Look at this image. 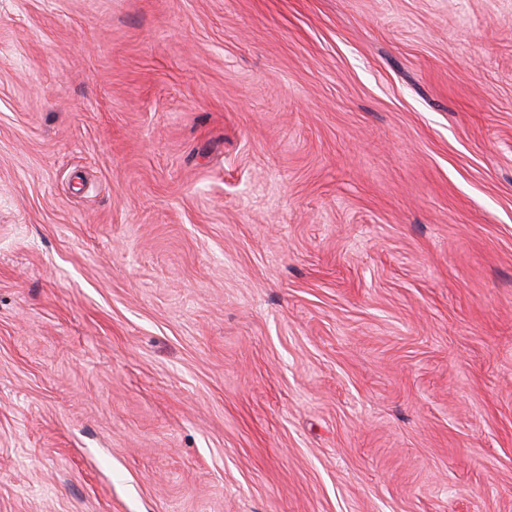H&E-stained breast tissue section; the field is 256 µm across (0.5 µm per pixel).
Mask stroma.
<instances>
[{
  "mask_svg": "<svg viewBox=\"0 0 512 512\" xmlns=\"http://www.w3.org/2000/svg\"><path fill=\"white\" fill-rule=\"evenodd\" d=\"M0 512H512V0H0Z\"/></svg>",
  "mask_w": 512,
  "mask_h": 512,
  "instance_id": "stroma-1",
  "label": "stroma"
}]
</instances>
